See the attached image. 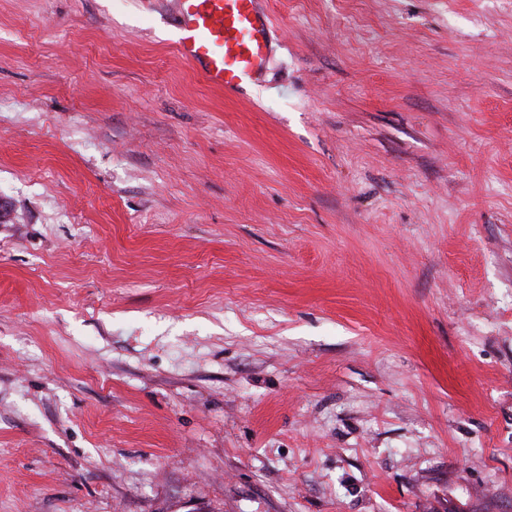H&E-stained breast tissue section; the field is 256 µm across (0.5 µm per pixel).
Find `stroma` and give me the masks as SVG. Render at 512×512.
<instances>
[{
	"label": "stroma",
	"mask_w": 512,
	"mask_h": 512,
	"mask_svg": "<svg viewBox=\"0 0 512 512\" xmlns=\"http://www.w3.org/2000/svg\"><path fill=\"white\" fill-rule=\"evenodd\" d=\"M0 0V512H512V0ZM175 14V49L207 86L239 94L266 65L271 23L260 0H165Z\"/></svg>",
	"instance_id": "obj_1"
}]
</instances>
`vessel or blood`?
Instances as JSON below:
<instances>
[{
    "instance_id": "obj_1",
    "label": "vessel or blood",
    "mask_w": 512,
    "mask_h": 512,
    "mask_svg": "<svg viewBox=\"0 0 512 512\" xmlns=\"http://www.w3.org/2000/svg\"><path fill=\"white\" fill-rule=\"evenodd\" d=\"M175 14V49L207 86L240 93L266 65L271 23L261 0H165Z\"/></svg>"
}]
</instances>
